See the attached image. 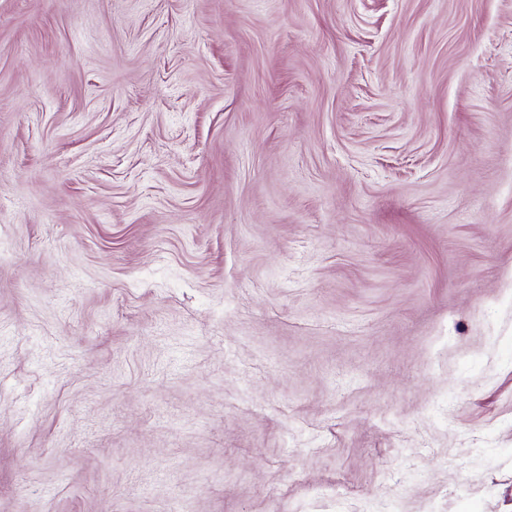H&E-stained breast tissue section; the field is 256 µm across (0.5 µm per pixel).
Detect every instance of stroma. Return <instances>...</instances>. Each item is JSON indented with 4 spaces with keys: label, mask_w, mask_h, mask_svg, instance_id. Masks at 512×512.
<instances>
[{
    "label": "stroma",
    "mask_w": 512,
    "mask_h": 512,
    "mask_svg": "<svg viewBox=\"0 0 512 512\" xmlns=\"http://www.w3.org/2000/svg\"><path fill=\"white\" fill-rule=\"evenodd\" d=\"M512 512V0H0V512Z\"/></svg>",
    "instance_id": "1"
}]
</instances>
